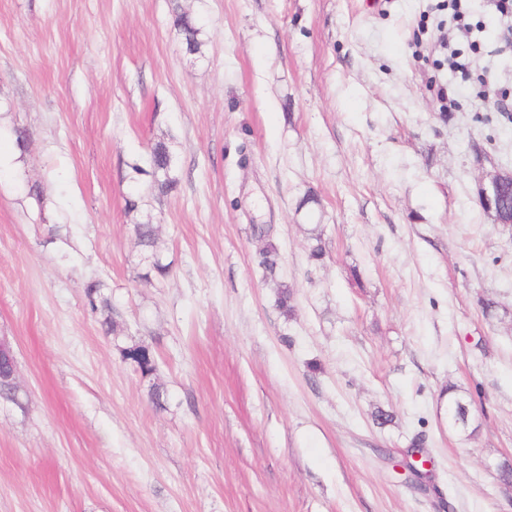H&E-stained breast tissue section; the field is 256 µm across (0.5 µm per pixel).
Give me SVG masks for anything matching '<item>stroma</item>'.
Listing matches in <instances>:
<instances>
[{
    "label": "stroma",
    "mask_w": 512,
    "mask_h": 512,
    "mask_svg": "<svg viewBox=\"0 0 512 512\" xmlns=\"http://www.w3.org/2000/svg\"><path fill=\"white\" fill-rule=\"evenodd\" d=\"M463 7L462 29L450 0H0V512H512V224L478 201L512 168V11ZM143 222L171 267L149 284ZM175 26L182 33L186 48L190 53H197L200 50L201 42L198 39L202 26L187 13H177ZM150 158L152 186L161 194L168 193L175 188L177 178L167 145L160 141L155 143L151 148ZM507 181L512 182L511 169L509 170L493 166L492 170L486 171L482 174L479 184L480 202L489 209L501 208L502 185ZM482 208L486 212H491L494 217L496 216L494 210H489L484 207ZM100 281H90L85 285V297L88 305L93 311H107L106 317H104L103 325L106 327V333L115 331V323L109 313H112V308L109 306L106 300L101 301L100 288H102ZM100 303V307L98 306ZM127 359L136 364L142 376H150L155 370V360L151 348L147 345H138L126 351ZM454 386H448V424L460 432H467L471 415L468 401L456 393Z\"/></svg>",
    "instance_id": "obj_1"
}]
</instances>
